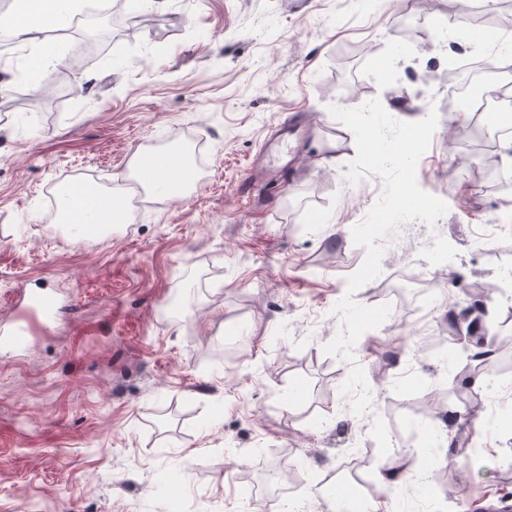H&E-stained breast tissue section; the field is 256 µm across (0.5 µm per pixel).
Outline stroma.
Here are the masks:
<instances>
[{"mask_svg": "<svg viewBox=\"0 0 512 512\" xmlns=\"http://www.w3.org/2000/svg\"><path fill=\"white\" fill-rule=\"evenodd\" d=\"M130 24L79 8L44 39L56 61L35 97L38 50L0 30V512H290L253 482L287 468L301 512L337 486L390 512L512 504V184L481 166L460 56L492 59L448 0H129ZM379 99L404 121L436 111L417 181L443 199L435 227L402 224L355 299L389 318L354 349L368 416L342 393L354 362L324 347L366 252L351 229L383 192L345 179L353 133L329 112ZM310 113L302 163L275 198L243 189L281 164L269 132ZM203 164L186 197L145 198L132 224L89 238L60 222L64 188L122 183L134 155ZM57 298L58 318L30 312ZM464 410L462 441L423 467L430 426ZM417 470L394 492L379 472Z\"/></svg>", "mask_w": 512, "mask_h": 512, "instance_id": "obj_1", "label": "stroma"}]
</instances>
